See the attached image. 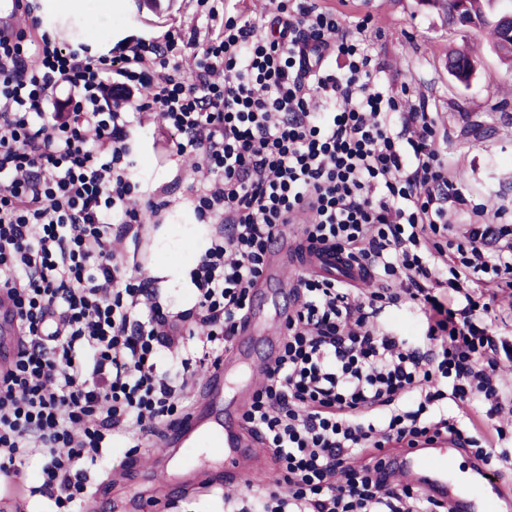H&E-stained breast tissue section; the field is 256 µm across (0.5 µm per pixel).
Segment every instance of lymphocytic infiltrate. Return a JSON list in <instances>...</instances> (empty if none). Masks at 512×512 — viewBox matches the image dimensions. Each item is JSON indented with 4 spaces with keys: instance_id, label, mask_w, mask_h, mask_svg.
I'll use <instances>...</instances> for the list:
<instances>
[{
    "instance_id": "1",
    "label": "lymphocytic infiltrate",
    "mask_w": 512,
    "mask_h": 512,
    "mask_svg": "<svg viewBox=\"0 0 512 512\" xmlns=\"http://www.w3.org/2000/svg\"><path fill=\"white\" fill-rule=\"evenodd\" d=\"M30 26L0 31V293L13 302L20 346L0 368V482L40 461L39 493L73 512L90 490L85 464L105 463L114 439L140 448L188 411L197 364L217 366L251 309L270 242L332 249L374 282L298 275L295 309L245 429L272 450L276 488L249 512H442L421 489L391 485L390 443L445 434L476 460L512 462L449 404L487 416L512 404L499 383L512 341L497 304L512 292V225L473 206L464 229L450 213L466 199L437 145L426 99L404 104L387 85L366 21L316 0H270L189 55L171 39L119 54L65 44L19 0ZM65 89L64 104L54 102ZM155 112L178 155L207 172L194 213L212 227L180 315L203 329L200 353L161 365L178 333L137 266L110 235H139L145 214L131 128ZM416 306L417 343L382 321Z\"/></svg>"
}]
</instances>
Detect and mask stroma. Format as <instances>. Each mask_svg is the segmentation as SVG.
I'll use <instances>...</instances> for the list:
<instances>
[{"label":"stroma","instance_id":"35a3bbf8","mask_svg":"<svg viewBox=\"0 0 512 512\" xmlns=\"http://www.w3.org/2000/svg\"><path fill=\"white\" fill-rule=\"evenodd\" d=\"M50 0H37L36 13L51 24L67 44L84 41L87 19L99 23L95 50L120 52L141 39H163L166 33L182 39L204 40L211 32L196 11V0H112L103 10L99 0H80L76 11L47 13ZM319 5L343 12L349 21L369 18L368 33L389 65L394 84L405 83L423 94L438 114L446 137L441 148L454 161V175L466 197L486 204L488 210L512 207V119L491 111L494 99L512 101V70L490 51V36L483 27L448 25L428 0H318ZM467 44L481 57V65L469 85L457 84L448 74L449 48ZM135 141V177L143 189L160 192L169 207L159 223L145 227L139 241L117 244L125 260L142 264L146 275L158 278L162 295L172 308H188L190 289L166 275L162 252H178L194 263L208 242V227L196 219L189 186L195 176L191 159L169 150V135L158 122L145 119L132 130ZM193 240L195 249L184 248ZM298 276L294 267L283 266L253 300L256 317L271 322L287 313L294 299L287 284ZM251 455L259 469L247 478H231L224 472V458L196 452V465L204 480L188 479L168 461L169 442L152 439L149 446L128 456L125 445L111 451L108 467L90 466L86 473L95 490L78 512H224V494L245 497L267 486L271 456L260 444Z\"/></svg>","mask_w":512,"mask_h":512}]
</instances>
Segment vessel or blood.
Listing matches in <instances>:
<instances>
[{
	"label": "vessel or blood",
	"instance_id": "obj_1",
	"mask_svg": "<svg viewBox=\"0 0 512 512\" xmlns=\"http://www.w3.org/2000/svg\"><path fill=\"white\" fill-rule=\"evenodd\" d=\"M295 263L305 273L328 277H343L355 282L360 269L345 255L330 250H312L296 254L295 245L287 235L274 239L270 247L269 269L282 261ZM17 317L7 296H0V367L9 364L15 353ZM207 414L191 409L182 423L168 435L171 444L192 440L202 446H214L216 451L242 447L246 435L242 422L222 415L224 404V370L213 369L206 381V392L200 398ZM458 446L442 435L415 447H402V462L388 472L390 481L412 484L429 495L448 502L454 512H494L495 502L512 499V488L498 485L480 465H473L470 478L457 480L451 475V462Z\"/></svg>",
	"mask_w": 512,
	"mask_h": 512
}]
</instances>
